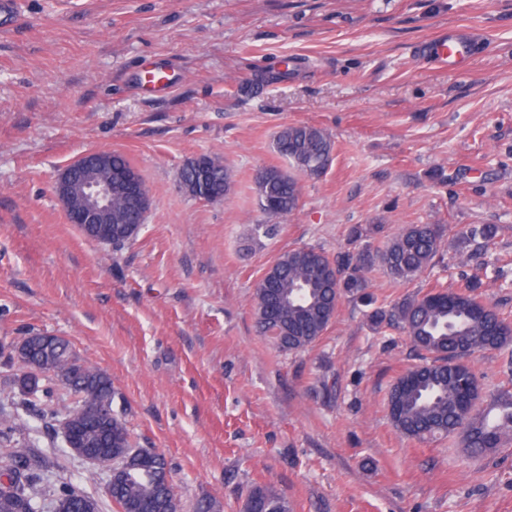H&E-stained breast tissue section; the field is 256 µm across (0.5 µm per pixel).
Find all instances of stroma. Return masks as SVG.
I'll return each instance as SVG.
<instances>
[{"instance_id": "1", "label": "stroma", "mask_w": 512, "mask_h": 512, "mask_svg": "<svg viewBox=\"0 0 512 512\" xmlns=\"http://www.w3.org/2000/svg\"><path fill=\"white\" fill-rule=\"evenodd\" d=\"M448 27L480 41L439 70L418 48ZM155 65L170 85L152 95ZM299 123L329 134L332 161L269 237L254 177L289 170L276 139ZM95 150L124 155L151 197L118 249L69 224L53 191ZM201 155L232 171L223 199L181 189ZM355 224L381 225L375 251L407 225L444 228L413 280L368 270L383 306L485 275L512 314V0H21L0 31V343L31 327L107 373L135 446L166 456L180 512H241L255 484L293 512H512V441L469 459L392 426L388 391L418 362L404 334L349 300L306 351L259 333L267 267L304 246L336 257ZM472 224L499 231L461 243ZM34 437L119 512L56 429Z\"/></svg>"}]
</instances>
